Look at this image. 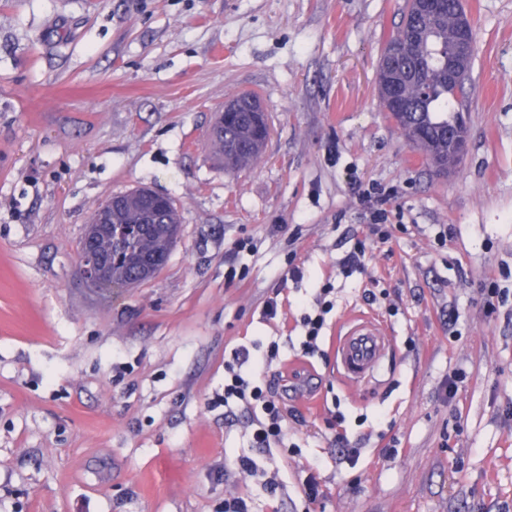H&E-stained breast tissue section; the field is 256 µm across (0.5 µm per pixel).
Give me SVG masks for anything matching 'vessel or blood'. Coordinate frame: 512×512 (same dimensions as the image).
I'll use <instances>...</instances> for the list:
<instances>
[{
  "label": "vessel or blood",
  "mask_w": 512,
  "mask_h": 512,
  "mask_svg": "<svg viewBox=\"0 0 512 512\" xmlns=\"http://www.w3.org/2000/svg\"><path fill=\"white\" fill-rule=\"evenodd\" d=\"M389 346L390 338L376 320L367 318L352 323L336 343L338 377L353 387L372 382Z\"/></svg>",
  "instance_id": "1"
}]
</instances>
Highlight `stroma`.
<instances>
[{
  "label": "stroma",
  "instance_id": "obj_1",
  "mask_svg": "<svg viewBox=\"0 0 512 512\" xmlns=\"http://www.w3.org/2000/svg\"><path fill=\"white\" fill-rule=\"evenodd\" d=\"M464 5L469 146L439 178L378 101L405 0H0V512H512V0ZM248 92L270 136L227 173L207 135ZM139 186L180 211L168 262L87 287L94 211ZM358 316L391 345L352 390L332 347ZM273 341L288 435L256 448L224 364ZM321 305V310L314 317L310 314H304L303 316V327L305 330V336L300 343L301 352L304 356H312L318 351V340L320 338V332L323 329L325 318L324 314H327L332 309V304L328 301L323 303L317 300ZM325 305V307H323Z\"/></svg>",
  "mask_w": 512,
  "mask_h": 512
}]
</instances>
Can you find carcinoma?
Segmentation results:
<instances>
[{"label": "carcinoma", "instance_id": "obj_1", "mask_svg": "<svg viewBox=\"0 0 512 512\" xmlns=\"http://www.w3.org/2000/svg\"><path fill=\"white\" fill-rule=\"evenodd\" d=\"M463 8L461 0H407L401 23L390 36L378 67L377 83L384 76L397 82L402 108L396 109L383 89L380 104L407 142L424 151L426 159H448V128L468 127L465 104L469 76L448 81L451 45ZM244 106L218 114L210 134V146L227 171L251 167L261 156L269 128L259 129L246 105H260L257 95H241ZM181 233V217L174 201L152 206L146 188L117 194L112 209V230L95 236L96 249L112 256L103 288H136L159 270L156 258L170 256Z\"/></svg>", "mask_w": 512, "mask_h": 512}]
</instances>
